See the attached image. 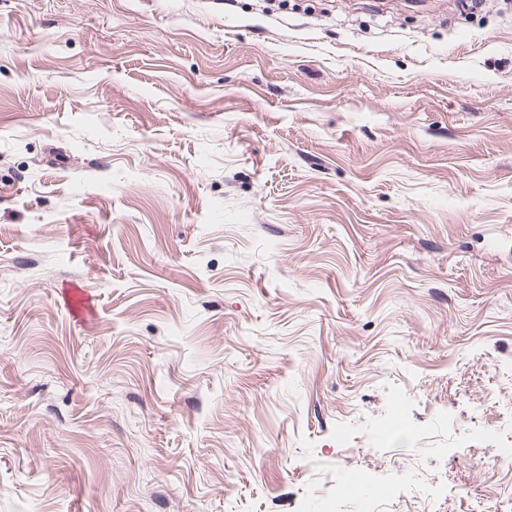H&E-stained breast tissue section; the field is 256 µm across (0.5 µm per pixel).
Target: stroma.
I'll list each match as a JSON object with an SVG mask.
<instances>
[{
    "mask_svg": "<svg viewBox=\"0 0 512 512\" xmlns=\"http://www.w3.org/2000/svg\"><path fill=\"white\" fill-rule=\"evenodd\" d=\"M511 380L512 0H0V512H477ZM378 471L377 481L386 486L385 492L379 488H373L374 494L368 495L361 500V508L354 512H384L381 505L390 506L388 512H433L434 499L426 492L407 495L404 488L397 484L389 483L390 479L384 478L387 474H402L406 469L403 461L395 457H386L376 468ZM384 493V494H383ZM383 494V495H382Z\"/></svg>",
    "mask_w": 512,
    "mask_h": 512,
    "instance_id": "obj_1",
    "label": "stroma"
}]
</instances>
